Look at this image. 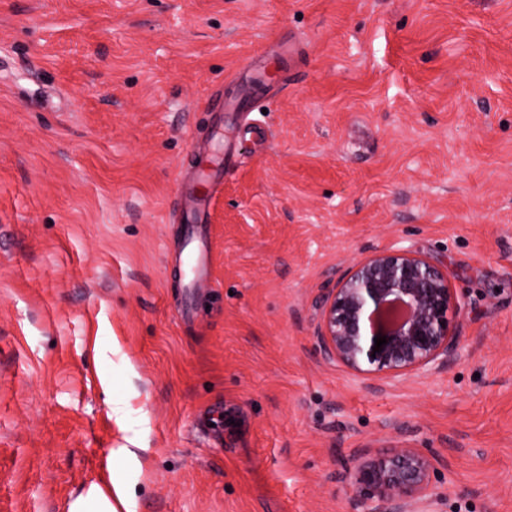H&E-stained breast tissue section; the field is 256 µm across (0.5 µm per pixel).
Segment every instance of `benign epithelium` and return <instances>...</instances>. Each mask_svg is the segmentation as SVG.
Wrapping results in <instances>:
<instances>
[{
    "mask_svg": "<svg viewBox=\"0 0 512 512\" xmlns=\"http://www.w3.org/2000/svg\"><path fill=\"white\" fill-rule=\"evenodd\" d=\"M323 354L362 374L395 377L446 366L458 337L449 316L461 312L440 264L407 249L359 258L316 301ZM386 337L373 352L374 338ZM434 465L416 448L358 454L344 480L363 512H419L432 489Z\"/></svg>",
    "mask_w": 512,
    "mask_h": 512,
    "instance_id": "benign-epithelium-1",
    "label": "benign epithelium"
}]
</instances>
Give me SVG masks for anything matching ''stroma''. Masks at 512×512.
<instances>
[{
	"label": "stroma",
	"mask_w": 512,
	"mask_h": 512,
	"mask_svg": "<svg viewBox=\"0 0 512 512\" xmlns=\"http://www.w3.org/2000/svg\"><path fill=\"white\" fill-rule=\"evenodd\" d=\"M279 41L187 322L176 176ZM400 248L455 361L325 359L323 288ZM403 447L423 512H512V0H0V512H362L345 469Z\"/></svg>",
	"instance_id": "stroma-1"
}]
</instances>
